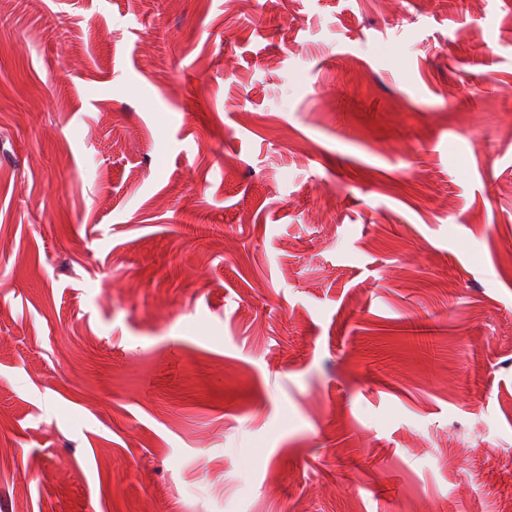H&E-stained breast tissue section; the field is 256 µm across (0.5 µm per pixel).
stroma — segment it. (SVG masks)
I'll use <instances>...</instances> for the list:
<instances>
[{
  "label": "stroma",
  "instance_id": "stroma-1",
  "mask_svg": "<svg viewBox=\"0 0 512 512\" xmlns=\"http://www.w3.org/2000/svg\"><path fill=\"white\" fill-rule=\"evenodd\" d=\"M507 115L512 0H6L0 512H497Z\"/></svg>",
  "mask_w": 512,
  "mask_h": 512
}]
</instances>
